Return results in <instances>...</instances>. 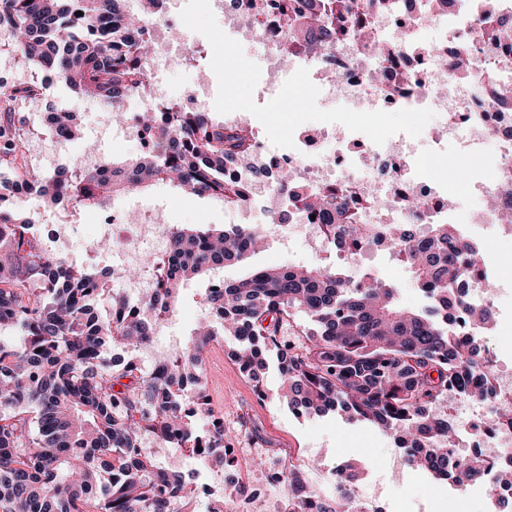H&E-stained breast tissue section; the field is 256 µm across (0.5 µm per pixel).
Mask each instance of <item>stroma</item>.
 <instances>
[{
	"label": "stroma",
	"mask_w": 512,
	"mask_h": 512,
	"mask_svg": "<svg viewBox=\"0 0 512 512\" xmlns=\"http://www.w3.org/2000/svg\"><path fill=\"white\" fill-rule=\"evenodd\" d=\"M168 9L183 17L185 26L179 41L194 51L195 59L171 66L161 74L166 98L176 100L189 91L202 92L209 101L207 112L213 121H241L254 136L277 149L287 148L288 125L292 122L306 126L354 124L351 113L318 103L312 90L282 85L280 76L252 51L225 53L223 20L213 11L211 0H173ZM228 69L242 72L243 80L225 84L224 72ZM46 97L60 108L78 112L87 141L57 145L40 122L42 103L21 106L20 117L28 131L24 152L43 172L53 173L61 164L82 158L89 147L104 160L121 162L136 155V141L113 134L97 103L76 96L60 82L48 88ZM116 203L129 210L155 209L171 224L225 223L222 203L207 197H185L180 187L169 182L120 196ZM473 239L492 278L504 285L511 283L512 236H495L477 228ZM282 263L344 266L354 278L371 274L392 284L402 307L414 310L427 303L404 262L382 255L370 260L350 259L331 247L318 253L291 235L267 243L244 263L225 266L219 276L232 280L246 271ZM209 286L206 277L190 282L180 294L174 315L165 322L167 334L175 336L179 344L191 339L204 316ZM234 346L233 337L222 336L206 350L202 363L205 393L210 407L224 421L235 464L255 458L269 461L270 467L249 470L247 493L225 494L224 512H277L284 494L270 472L289 461L300 465L309 481L325 495L331 492L327 478L332 471L345 462H358L357 486L367 492L366 504L374 512H448L449 482H436L409 466L403 450L367 422L342 414L312 415L293 409L282 396L276 363H269L261 383H254L240 371L232 355Z\"/></svg>",
	"instance_id": "obj_1"
}]
</instances>
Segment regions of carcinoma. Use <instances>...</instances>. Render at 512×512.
<instances>
[{
    "mask_svg": "<svg viewBox=\"0 0 512 512\" xmlns=\"http://www.w3.org/2000/svg\"><path fill=\"white\" fill-rule=\"evenodd\" d=\"M283 17L285 49L308 46L322 36L347 32L364 37L350 0H272ZM164 0H0V30L12 34L11 47L34 65L40 81H59L76 94L99 102L118 123L120 106L144 96L150 83L151 30ZM32 87L12 85L0 109V174L21 173L37 182L43 203L95 205L107 209L116 197L159 182L176 181L188 194L242 204L244 187L224 177V164L249 162L253 140L245 125L209 119L206 112L165 106L138 115L157 149H141L124 162L98 166L74 162L51 174L17 165L26 134L9 103L25 101ZM51 124L69 142L80 132L79 117L53 112ZM303 211L325 226L334 247L350 241L358 249L371 233L367 224H338L343 214L336 192L311 191ZM167 270L160 288L135 303L110 296L108 272L76 267L54 253L33 230L20 205L0 197V327L16 336L0 340V512H185V477L153 460L148 434L176 451L194 448L208 463L227 468L224 424L207 402L200 374L202 356L217 336H233L240 369L256 379L274 354L288 385V404L308 413L341 411L411 449L408 464L435 481L459 480L470 471H492L496 484L512 483V469L489 461L448 459L461 434L436 412L455 396L480 404L489 395L473 376L486 364L475 340L450 328L448 310L469 313L486 329L490 309L468 298L470 274L480 266L478 247L457 236L452 224H432L421 237L408 227L385 228L390 250L409 265L428 299L422 310L397 304L395 288L369 277L353 281L337 268L321 265L273 266L233 281L214 280L207 301L222 310L221 330H206L166 354L149 371L135 355L164 317L174 313L190 281L240 263L267 237L263 227H165ZM112 298V312H95L92 302ZM302 312L292 339L280 337L286 322ZM206 412L212 427L204 436L189 417ZM335 500L352 512H381L356 500L358 468L340 469ZM280 484L288 512H337L300 466L283 464Z\"/></svg>",
    "mask_w": 512,
    "mask_h": 512,
    "instance_id": "carcinoma-1",
    "label": "carcinoma"
}]
</instances>
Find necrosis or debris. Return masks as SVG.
Masks as SVG:
<instances>
[{"label": "necrosis or debris", "mask_w": 512, "mask_h": 512, "mask_svg": "<svg viewBox=\"0 0 512 512\" xmlns=\"http://www.w3.org/2000/svg\"><path fill=\"white\" fill-rule=\"evenodd\" d=\"M215 2L224 16L227 50L254 47L271 69L287 73L289 83L342 99L356 118L345 133L294 126L284 150L253 141L251 155L266 173L262 181L238 160L226 162V178L241 183L249 197L230 208L231 218L243 224L255 210H276L274 186L285 171L297 184L336 190L359 223L377 233L387 224L490 227L500 223L502 210L512 209V111H502L485 92L491 83L512 93V40L483 36L490 24L512 20V0H399L397 8L369 19L370 45L339 36L311 52L284 50L285 30L269 0H254L247 19L225 0ZM390 112L432 114L436 121L385 134L377 120ZM448 148L460 161L492 151L493 164L461 186L434 179L422 157ZM460 199L469 203L466 212L458 210ZM99 229L113 244L114 279L124 280L125 267L139 262L141 245L166 253L164 235L130 211L112 210ZM448 456L512 465V430L491 434L470 420ZM474 493L484 512H500L502 499L512 496L483 470L458 482L448 501Z\"/></svg>", "instance_id": "4bbe7bcc"}]
</instances>
